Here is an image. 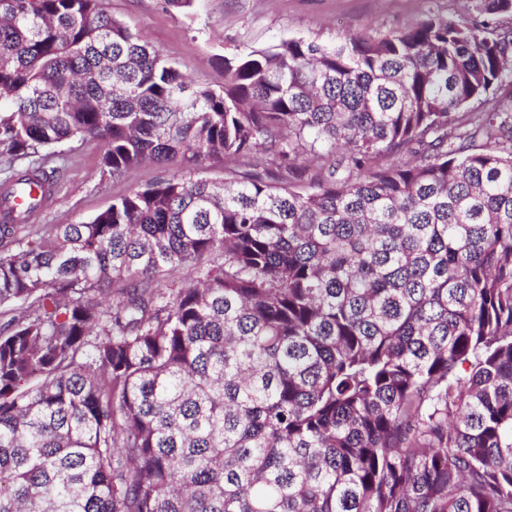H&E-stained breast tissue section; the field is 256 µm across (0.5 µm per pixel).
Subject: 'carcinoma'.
<instances>
[{"label": "carcinoma", "mask_w": 512, "mask_h": 512, "mask_svg": "<svg viewBox=\"0 0 512 512\" xmlns=\"http://www.w3.org/2000/svg\"><path fill=\"white\" fill-rule=\"evenodd\" d=\"M481 2L213 88L98 0H0V512H512V0ZM86 139L186 174L26 223Z\"/></svg>", "instance_id": "carcinoma-1"}]
</instances>
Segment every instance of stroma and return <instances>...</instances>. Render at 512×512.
<instances>
[{
	"mask_svg": "<svg viewBox=\"0 0 512 512\" xmlns=\"http://www.w3.org/2000/svg\"><path fill=\"white\" fill-rule=\"evenodd\" d=\"M101 8L139 34L195 85L224 83L221 57H232L288 38L336 44L356 35L385 34L429 16L477 15L480 0H195L175 9L164 0H99ZM58 183L43 224L89 221L130 190L167 177L146 163L121 177L101 171L102 147L94 140L59 145Z\"/></svg>",
	"mask_w": 512,
	"mask_h": 512,
	"instance_id": "obj_1",
	"label": "stroma"
}]
</instances>
